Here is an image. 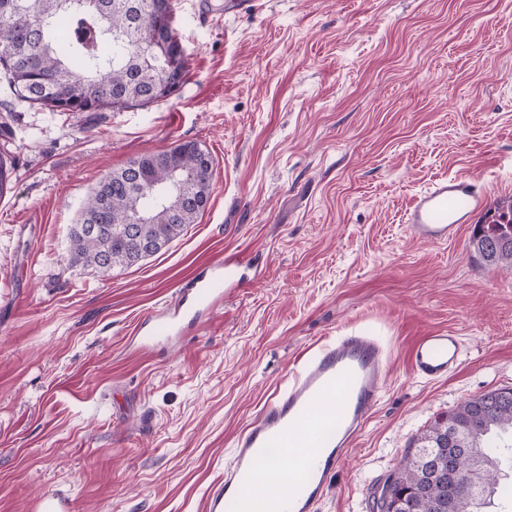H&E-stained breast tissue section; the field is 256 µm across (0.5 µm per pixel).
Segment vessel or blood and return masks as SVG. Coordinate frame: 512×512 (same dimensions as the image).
Returning a JSON list of instances; mask_svg holds the SVG:
<instances>
[{
	"label": "vessel or blood",
	"mask_w": 512,
	"mask_h": 512,
	"mask_svg": "<svg viewBox=\"0 0 512 512\" xmlns=\"http://www.w3.org/2000/svg\"><path fill=\"white\" fill-rule=\"evenodd\" d=\"M488 207V190L478 179L446 175L413 197L405 224L420 240L445 243ZM243 264L242 258H228L183 284L167 305L146 316L144 343L181 334L186 318L219 305L242 280ZM388 360L376 338L356 331L305 360L286 389L236 437L223 480L208 492L206 512H318L328 480L349 457L380 399ZM460 361L461 340L446 331L421 336L409 355L412 372L427 381L447 378ZM284 463L304 474L285 495L271 480Z\"/></svg>",
	"instance_id": "1"
}]
</instances>
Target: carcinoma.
Listing matches in <instances>:
<instances>
[{"label": "carcinoma", "instance_id": "cac0c4a2", "mask_svg": "<svg viewBox=\"0 0 512 512\" xmlns=\"http://www.w3.org/2000/svg\"><path fill=\"white\" fill-rule=\"evenodd\" d=\"M0 70L25 102L50 112H106L165 99L157 92L166 59L141 40L148 30L177 43L172 5L162 12L147 0H0ZM214 159L193 141L142 154L106 174L91 191L69 235L68 264L103 275L128 268L164 249L205 211ZM191 173L190 199L160 204L157 189L174 172ZM14 168L0 155V197L11 189ZM148 223L122 234L136 211ZM470 247L486 264L512 267V203L497 202L477 224ZM512 388L461 403L412 438L403 462L387 482L405 512H487L498 491L512 499V485L497 486L501 467L512 469ZM460 475L455 484L448 465Z\"/></svg>", "mask_w": 512, "mask_h": 512}]
</instances>
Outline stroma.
<instances>
[{"label": "stroma", "mask_w": 512, "mask_h": 512, "mask_svg": "<svg viewBox=\"0 0 512 512\" xmlns=\"http://www.w3.org/2000/svg\"><path fill=\"white\" fill-rule=\"evenodd\" d=\"M188 72L144 107L88 115L0 79V512H203L239 431L336 336L390 350L381 398L322 512H373L410 439L466 399L512 388V268L413 239L412 195L472 175L512 191V0H172ZM194 141L214 158L196 224L103 275L68 265L101 177ZM252 266L163 349L139 323L228 256ZM462 340L428 382L409 349ZM460 361V337L448 331H432L421 336L409 355L412 372L427 381L448 378Z\"/></svg>", "instance_id": "stroma-1"}]
</instances>
